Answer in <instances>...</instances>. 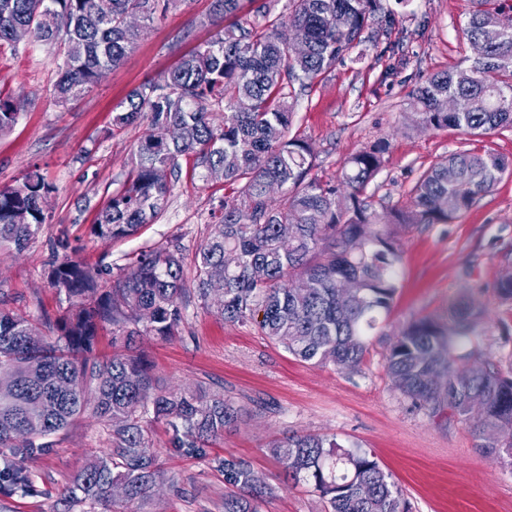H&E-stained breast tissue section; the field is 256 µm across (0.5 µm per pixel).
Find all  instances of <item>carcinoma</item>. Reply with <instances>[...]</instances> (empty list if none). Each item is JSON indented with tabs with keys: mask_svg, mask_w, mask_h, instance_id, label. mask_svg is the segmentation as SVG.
I'll return each instance as SVG.
<instances>
[{
	"mask_svg": "<svg viewBox=\"0 0 512 512\" xmlns=\"http://www.w3.org/2000/svg\"><path fill=\"white\" fill-rule=\"evenodd\" d=\"M472 3L464 33L470 42H486L487 50L413 90L415 122L423 128L483 136L512 127V0ZM170 6L171 0H0V48L14 47V31L27 26L31 39L63 49L55 85L63 104L134 50L142 29L126 26V14L151 23ZM337 14L341 29L332 24ZM283 26L307 43V54H295L280 38ZM394 28L379 0H288V13L279 15L264 3L252 27H225L112 110L113 127L145 120L154 135L140 142L127 182L90 226L91 239L114 243L153 222L181 158L191 161V172L237 186V195L211 225L190 288L179 246L169 245L139 254L106 292L99 282L110 268L68 258L54 265L51 285L64 292L70 309L55 320L52 342L29 321L0 310V456L7 458L0 494L34 492L23 462L44 453L48 438L89 408L112 443L65 490L70 508L91 504L110 512L114 484L125 486L129 503L150 496L159 473L154 423L172 430L175 448H208L224 437L239 416L232 399L201 383L163 392L147 361L133 354L145 333L161 340L175 335L191 289L206 307L213 291L222 290L218 317L257 322L261 335L301 361L360 368L400 288L401 254L390 227L449 224L512 173V161L491 151L451 154L423 171L408 205L388 215L366 195L385 164L388 141L347 157L333 183L311 176L312 148L289 136L295 85L313 84L353 52L362 59ZM448 96L464 100L466 110L442 111ZM20 116V102L0 97V134ZM178 125L192 126L194 137L168 140L167 128ZM272 180L283 186L274 201L265 194ZM51 192L36 169L0 188V249L21 253L38 241L46 220L39 200ZM282 224L294 225L286 241L278 233ZM301 279L310 283L303 292L293 287ZM483 318V308L463 299L444 315L392 328L386 371L394 388L431 419L468 423L486 453L512 459V440L504 441L512 435V377L461 351ZM104 329L124 352L87 356ZM267 450L284 479L311 486L328 512H409L403 490L374 457L334 436L287 434ZM223 471L224 512H259L268 485L243 460H224Z\"/></svg>",
	"mask_w": 512,
	"mask_h": 512,
	"instance_id": "cac0c4a2",
	"label": "carcinoma"
}]
</instances>
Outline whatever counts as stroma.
Segmentation results:
<instances>
[{"label": "stroma", "mask_w": 512, "mask_h": 512, "mask_svg": "<svg viewBox=\"0 0 512 512\" xmlns=\"http://www.w3.org/2000/svg\"><path fill=\"white\" fill-rule=\"evenodd\" d=\"M212 0H179L164 19L143 30L123 63L79 97L59 103L54 94L58 49L26 43L0 49V94L19 100L22 115L0 135V186L17 184L39 167L54 190L37 243L24 253L0 250V309L48 334L61 312V296L48 279L54 263L71 257L89 267L128 266L142 251L179 244L186 279L196 253L232 199L229 186L209 184L182 166L164 207L137 235L95 242L89 227L104 202L127 180L147 124L116 129L112 110L146 80L158 78L197 47L223 32ZM395 15L390 39L402 44L404 63L385 75L386 60L368 50L345 58L323 80L302 90L292 131L316 155L313 177L335 179L344 160L380 139L386 162L367 192L377 211L405 207L415 178L454 152L491 151L512 161V130L470 136L452 128L428 130L413 120L412 90L428 75L450 71L471 56L464 35L469 0H380ZM400 288L388 318L398 326L442 313L461 298L484 310L474 345L512 375V300L494 289L512 269V175L450 224L398 231ZM390 339L377 335L359 370L345 372L295 359L252 324L227 323L189 297L175 336L140 338L136 351L153 365L155 384L172 390L197 383L223 391L243 408L223 442L200 452L174 448L157 429L161 469L153 494L134 512H224L227 458L247 461L273 494L262 512H324L310 486L280 482L267 443L284 434L318 433L366 451L401 486L411 512H512V463L486 454L466 423H438L392 387L384 367ZM111 437L91 414L76 418L44 454L27 459L35 485L28 495H0V512H65L61 492Z\"/></svg>", "instance_id": "1"}]
</instances>
